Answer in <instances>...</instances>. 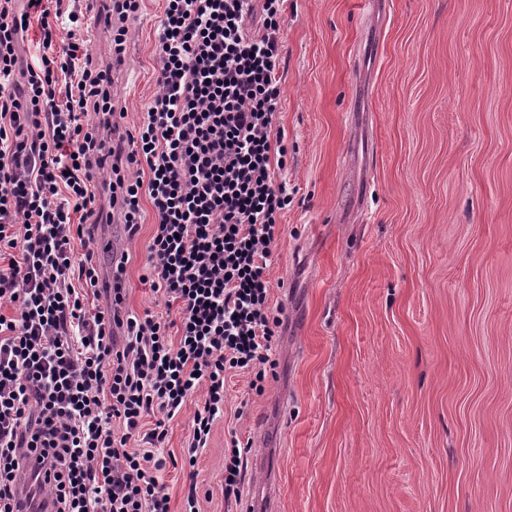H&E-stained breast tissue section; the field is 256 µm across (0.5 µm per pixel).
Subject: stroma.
<instances>
[{"label": "stroma", "mask_w": 512, "mask_h": 512, "mask_svg": "<svg viewBox=\"0 0 512 512\" xmlns=\"http://www.w3.org/2000/svg\"><path fill=\"white\" fill-rule=\"evenodd\" d=\"M84 36L111 58L107 0ZM164 0L128 21L112 71L120 131L158 92ZM279 171L292 203L268 278L284 326L263 393L226 382L196 465L202 512H512V0H285ZM97 240L127 255V305L164 313L140 282L136 236L101 196ZM195 402L168 425L161 480ZM250 439L242 499L221 492L231 434Z\"/></svg>", "instance_id": "1"}]
</instances>
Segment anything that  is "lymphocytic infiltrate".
Masks as SVG:
<instances>
[{"instance_id": "1", "label": "lymphocytic infiltrate", "mask_w": 512, "mask_h": 512, "mask_svg": "<svg viewBox=\"0 0 512 512\" xmlns=\"http://www.w3.org/2000/svg\"><path fill=\"white\" fill-rule=\"evenodd\" d=\"M0 0V512H26L24 449L51 512H170L159 473L167 425L199 399L181 466L194 469L224 417L226 374L263 392L283 324L268 270L292 198L277 173L284 0H166L159 91L117 143L112 66L143 0H109L112 59L94 60L84 0ZM67 17L65 44L52 18ZM38 23L41 54L19 47ZM23 81H16V73ZM128 235L154 216L142 284L178 319L141 316L114 284L100 312L95 169ZM146 167L147 177L130 176ZM250 443L224 456L225 503L240 498Z\"/></svg>"}]
</instances>
